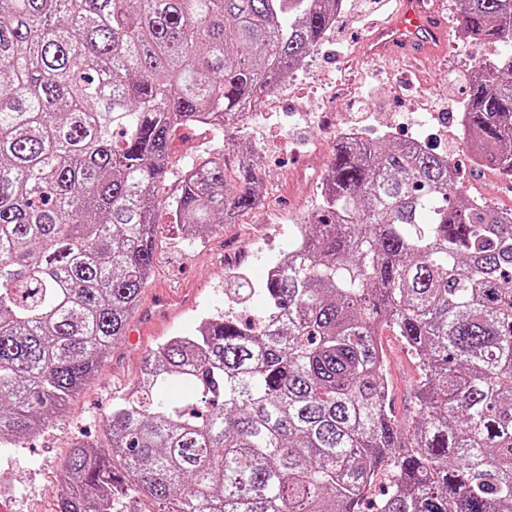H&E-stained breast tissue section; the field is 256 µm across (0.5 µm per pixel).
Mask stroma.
Wrapping results in <instances>:
<instances>
[{
  "instance_id": "1",
  "label": "stroma",
  "mask_w": 512,
  "mask_h": 512,
  "mask_svg": "<svg viewBox=\"0 0 512 512\" xmlns=\"http://www.w3.org/2000/svg\"><path fill=\"white\" fill-rule=\"evenodd\" d=\"M347 14L304 65L273 92L275 106L248 119L244 128L256 144L265 208L251 212L247 224H223L186 238L181 225L162 215L155 227L154 274L138 310L130 317L129 335L105 355L97 375L73 397L40 433L0 447V473L10 475L0 490V512H53L50 482L61 473L73 442L102 439L112 406L137 378L149 354L169 337L193 331L201 317L224 312L260 318L262 297L239 296L242 279L259 283L268 260L286 252L297 220L320 200L322 175L336 142L321 116L329 111L339 126L358 129L363 137L386 136L389 143L415 138L453 155L458 180L469 195L512 207V180L498 171L474 169L462 146L458 112L460 77L495 46L475 47L460 34L461 0H439L448 18L449 39L442 57L426 66V89L406 90L399 72L387 63L368 62L359 54L374 23L384 21L393 0L362 6L346 0ZM218 143L214 132L200 127L177 130L170 141L173 169H181ZM166 287L176 298L167 306L152 304V289ZM387 354L388 397L397 414L411 407L417 370L398 337L383 332Z\"/></svg>"
}]
</instances>
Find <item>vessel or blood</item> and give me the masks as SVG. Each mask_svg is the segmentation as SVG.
<instances>
[{"label":"vessel or blood","instance_id":"1","mask_svg":"<svg viewBox=\"0 0 512 512\" xmlns=\"http://www.w3.org/2000/svg\"><path fill=\"white\" fill-rule=\"evenodd\" d=\"M448 39V25L433 0H396L390 19L378 24L366 41L371 60L423 61L436 56Z\"/></svg>","mask_w":512,"mask_h":512}]
</instances>
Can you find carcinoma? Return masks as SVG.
I'll use <instances>...</instances> for the list:
<instances>
[{
    "mask_svg": "<svg viewBox=\"0 0 512 512\" xmlns=\"http://www.w3.org/2000/svg\"><path fill=\"white\" fill-rule=\"evenodd\" d=\"M462 34L512 45V0ZM344 0H0V445L48 425L125 336L160 207L192 235L262 201L242 117L344 17ZM463 135L512 178V52L462 77ZM221 146L182 170L170 139ZM242 325L173 336L76 441L56 512H512V211L453 159L339 139L319 206ZM384 328L418 360L388 408ZM175 382L188 400L166 396ZM382 484L383 499L367 492ZM217 143L218 137L213 131H205L200 127L177 130L170 141V158L174 175L170 176L164 187L163 196L175 195L180 169L200 154L216 147Z\"/></svg>",
    "mask_w": 512,
    "mask_h": 512,
    "instance_id": "cac0c4a2",
    "label": "carcinoma"
}]
</instances>
